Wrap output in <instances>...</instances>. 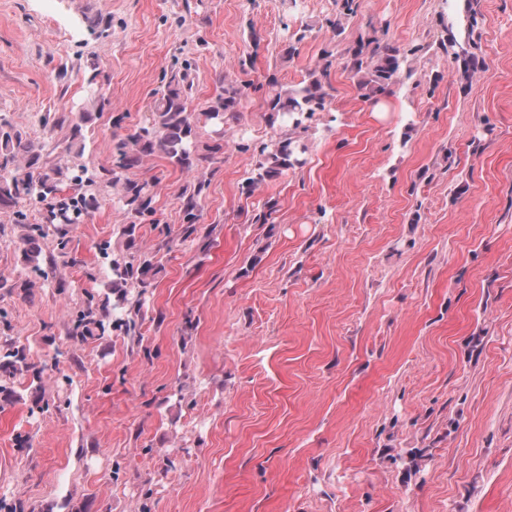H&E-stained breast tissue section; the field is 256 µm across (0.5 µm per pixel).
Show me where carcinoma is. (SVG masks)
<instances>
[{
	"label": "carcinoma",
	"mask_w": 512,
	"mask_h": 512,
	"mask_svg": "<svg viewBox=\"0 0 512 512\" xmlns=\"http://www.w3.org/2000/svg\"><path fill=\"white\" fill-rule=\"evenodd\" d=\"M424 50L425 47L417 45L404 51L371 30L358 35L348 64L362 75L361 85L376 92L392 82L402 64L419 57ZM335 65V54L324 51L321 63L308 72L305 81L290 90L279 86L273 75L266 77L263 84L239 85L222 80L220 91L207 107L194 114L188 109L194 90L192 64L184 58L153 91V106L144 123L129 129L115 142L112 167L99 173L81 163L86 149L82 126L70 114L62 112L46 118L50 135L64 133L61 140L51 144L35 141L0 121V210L12 209L22 199L33 204L55 200L57 207L52 219L62 224H79L85 214L97 207L101 196L110 191L127 218L121 235L131 237L137 225L159 223L155 183L136 178L133 170L162 154L191 175L177 196L184 220L178 240L195 242L206 249L210 242L198 224L200 201L210 188L209 167L224 161V142H202L203 128L209 123L225 125L238 121L240 101L247 90H267L268 122L275 128L274 139L260 145L243 141L235 144L237 150L250 151L255 158L245 180L251 194L298 164L297 153L305 149L301 139L309 132L314 114L329 111V78ZM59 148L70 163L55 160L54 153ZM172 248L173 240L169 239L150 255L131 251L129 244L113 250L109 287L117 299L111 305L105 301L95 306L94 296H87L85 308L78 316V325L84 330L76 333V337L85 338L90 332L88 325H99L109 315L125 326L128 335L141 337L137 319L142 296L154 287L161 268L160 252L168 253Z\"/></svg>",
	"instance_id": "cac0c4a2"
}]
</instances>
